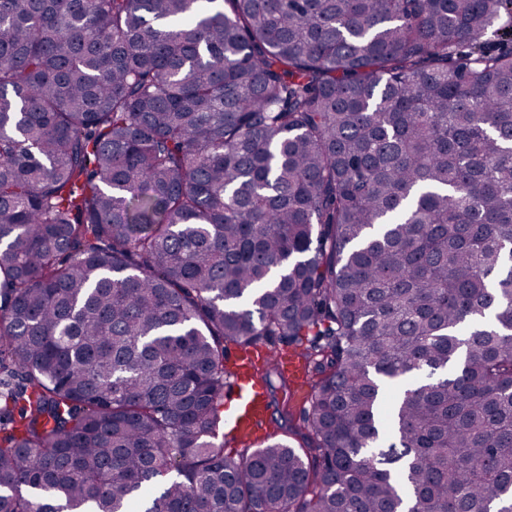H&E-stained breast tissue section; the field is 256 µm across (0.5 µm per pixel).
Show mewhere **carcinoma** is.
Returning a JSON list of instances; mask_svg holds the SVG:
<instances>
[{"label":"carcinoma","instance_id":"carcinoma-1","mask_svg":"<svg viewBox=\"0 0 512 512\" xmlns=\"http://www.w3.org/2000/svg\"><path fill=\"white\" fill-rule=\"evenodd\" d=\"M132 509L512 512V0H0V512ZM263 347L275 353L283 354L292 351L296 346H288L279 341H268ZM261 346L253 347L247 353H239L236 358V377L232 384L236 395L246 401V410L251 413V418L243 423V426L256 433L258 425L268 416V399L261 382L255 376V368L260 365H275L296 384H303L307 378L306 360L297 353L287 358L278 357ZM237 396V398H239ZM295 401L288 402V396L280 390L274 392L273 403L269 412V420L276 421L288 428V413L294 410Z\"/></svg>","mask_w":512,"mask_h":512}]
</instances>
